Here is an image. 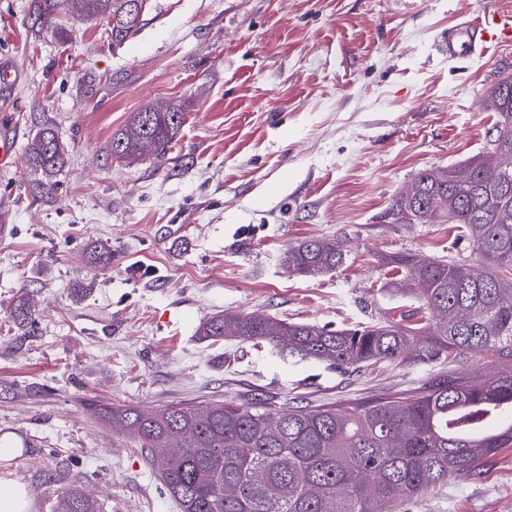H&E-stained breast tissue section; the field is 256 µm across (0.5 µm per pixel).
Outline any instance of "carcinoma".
I'll return each mask as SVG.
<instances>
[{
  "instance_id": "cac0c4a2",
  "label": "carcinoma",
  "mask_w": 512,
  "mask_h": 512,
  "mask_svg": "<svg viewBox=\"0 0 512 512\" xmlns=\"http://www.w3.org/2000/svg\"><path fill=\"white\" fill-rule=\"evenodd\" d=\"M72 0H40L49 21ZM81 14L111 16L112 44L135 35L140 19L125 0H80ZM497 113L496 135L482 154L420 171L415 200L397 195L394 224L451 222L473 238L480 263L422 259L411 252L382 258L401 291L428 311L418 327L400 321L333 329L270 315L228 311L200 334L269 346L293 364L361 369L378 362L425 363L480 355L510 362L504 370L450 372L412 395L332 406L253 402L177 403L145 411L86 403L92 414L130 437L182 512H396L399 504L445 483L479 476L486 462L512 447V86L498 82L484 100ZM186 113L136 112L112 136L113 158L167 161ZM35 166L63 165L65 148L52 129L30 142ZM340 242L308 239L289 246L285 264L314 278L346 263ZM56 512H100L82 489L61 497Z\"/></svg>"
}]
</instances>
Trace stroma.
I'll return each instance as SVG.
<instances>
[{"label": "stroma", "mask_w": 512, "mask_h": 512, "mask_svg": "<svg viewBox=\"0 0 512 512\" xmlns=\"http://www.w3.org/2000/svg\"><path fill=\"white\" fill-rule=\"evenodd\" d=\"M488 11L512 12V0H147L138 33L116 46L107 17L60 11L43 24L36 0H0V62L20 72L0 91L19 151L0 173V438L21 450L0 477L26 485L29 512H53L72 488L101 512H180L86 400L285 409L494 370L461 357L339 372L199 334L227 310L413 324L424 310L379 256L478 262L451 225L392 224L387 211L418 172L487 148L498 117L483 101L512 76V39L472 55L449 53L448 37ZM168 104L186 121L167 164L108 154L132 113ZM45 127L68 149L51 172L28 151ZM313 238L340 240L347 264L290 273L289 246ZM101 243L110 265L91 258ZM21 301L34 325L12 320ZM397 512H512V448Z\"/></svg>", "instance_id": "1"}]
</instances>
